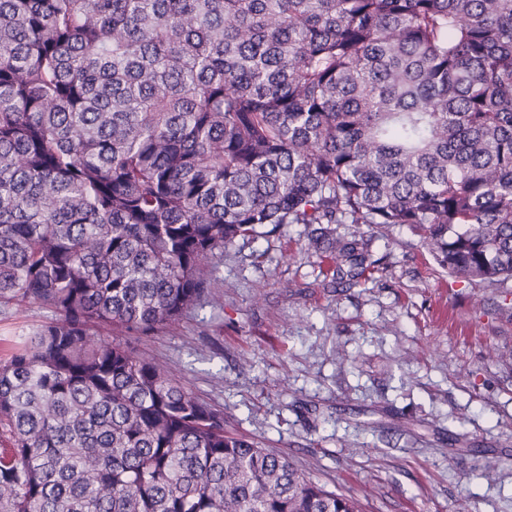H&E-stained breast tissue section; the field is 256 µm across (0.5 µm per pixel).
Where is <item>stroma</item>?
Returning <instances> with one entry per match:
<instances>
[{
    "label": "stroma",
    "mask_w": 512,
    "mask_h": 512,
    "mask_svg": "<svg viewBox=\"0 0 512 512\" xmlns=\"http://www.w3.org/2000/svg\"><path fill=\"white\" fill-rule=\"evenodd\" d=\"M336 283L304 227L225 249L219 302L140 348L228 428L367 512H512V280L454 279L419 233ZM55 313L0 306V340Z\"/></svg>",
    "instance_id": "obj_1"
}]
</instances>
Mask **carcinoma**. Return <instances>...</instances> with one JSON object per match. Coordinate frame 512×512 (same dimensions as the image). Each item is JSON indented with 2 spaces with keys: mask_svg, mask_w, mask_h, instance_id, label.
<instances>
[{
  "mask_svg": "<svg viewBox=\"0 0 512 512\" xmlns=\"http://www.w3.org/2000/svg\"><path fill=\"white\" fill-rule=\"evenodd\" d=\"M288 224L512 279V0H0V512H364L137 346ZM56 313L47 308L32 304H10L0 306V355L1 339L24 336L37 326L50 323Z\"/></svg>",
  "mask_w": 512,
  "mask_h": 512,
  "instance_id": "cac0c4a2",
  "label": "carcinoma"
}]
</instances>
